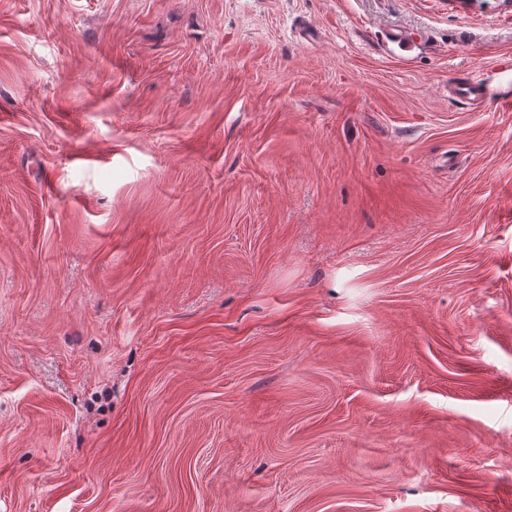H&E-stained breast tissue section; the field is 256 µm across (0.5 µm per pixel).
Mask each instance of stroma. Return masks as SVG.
<instances>
[{"label":"stroma","mask_w":512,"mask_h":512,"mask_svg":"<svg viewBox=\"0 0 512 512\" xmlns=\"http://www.w3.org/2000/svg\"><path fill=\"white\" fill-rule=\"evenodd\" d=\"M508 63L512 0H0V512H512Z\"/></svg>","instance_id":"1"}]
</instances>
